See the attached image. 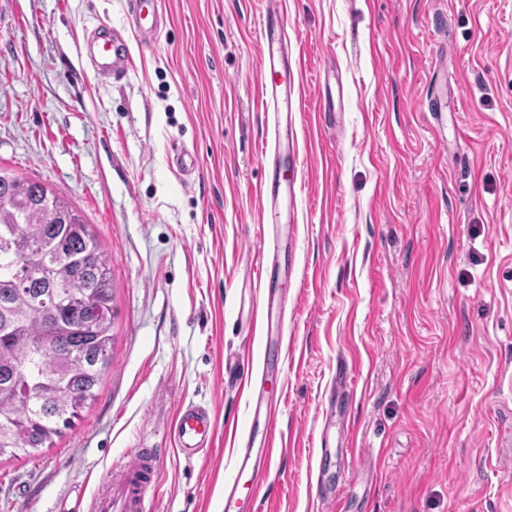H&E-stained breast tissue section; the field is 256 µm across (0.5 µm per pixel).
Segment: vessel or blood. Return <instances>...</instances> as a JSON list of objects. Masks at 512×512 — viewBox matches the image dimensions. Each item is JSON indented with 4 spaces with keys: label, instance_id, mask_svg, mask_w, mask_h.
Masks as SVG:
<instances>
[{
    "label": "vessel or blood",
    "instance_id": "b4317fda",
    "mask_svg": "<svg viewBox=\"0 0 512 512\" xmlns=\"http://www.w3.org/2000/svg\"><path fill=\"white\" fill-rule=\"evenodd\" d=\"M284 0H267L259 26V93L265 112L281 126L285 113L295 111L298 97V70L288 61V37L283 24ZM93 69L102 76L119 78L131 66V55L117 31H97L86 44ZM272 174L257 191L260 226L281 223L285 209L292 203L294 186L286 178L288 147L276 142L272 151ZM252 417H263L266 433L263 447L241 448L235 455L238 471L259 468L271 458L279 443L274 421L276 407L262 397H251ZM213 409L182 408L175 423L176 450L191 458L210 444L214 434ZM156 453L151 448L130 449L123 461L112 469V477L93 494L88 512H153L146 491L153 477Z\"/></svg>",
    "mask_w": 512,
    "mask_h": 512
}]
</instances>
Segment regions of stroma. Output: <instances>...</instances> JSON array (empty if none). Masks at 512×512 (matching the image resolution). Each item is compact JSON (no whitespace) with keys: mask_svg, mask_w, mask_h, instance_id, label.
Returning <instances> with one entry per match:
<instances>
[{"mask_svg":"<svg viewBox=\"0 0 512 512\" xmlns=\"http://www.w3.org/2000/svg\"><path fill=\"white\" fill-rule=\"evenodd\" d=\"M285 2L299 167L272 256L265 0H158L150 43L132 0H0V166L80 211L116 285L96 400L52 447L0 459V512H87L140 444L154 512H223L233 482L258 484L250 512H512V0ZM104 26L126 33L124 79L86 57ZM262 262L286 300L265 336ZM228 361L275 364L295 443L256 477L234 467L251 417ZM189 404L216 418L187 459L171 429Z\"/></svg>","mask_w":512,"mask_h":512,"instance_id":"obj_1","label":"stroma"}]
</instances>
